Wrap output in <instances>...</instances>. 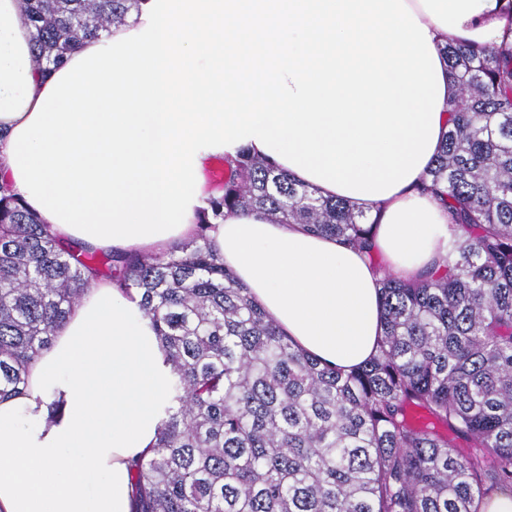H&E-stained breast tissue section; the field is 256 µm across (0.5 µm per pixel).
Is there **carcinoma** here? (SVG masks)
Masks as SVG:
<instances>
[{
  "mask_svg": "<svg viewBox=\"0 0 512 512\" xmlns=\"http://www.w3.org/2000/svg\"><path fill=\"white\" fill-rule=\"evenodd\" d=\"M139 0H20L33 59L57 65ZM448 130L420 189L448 211V252L415 280L381 271L384 334L338 371L289 342L205 231L257 213L371 250L377 225L268 157H223L200 232L154 256L64 243L0 188V400L88 290L140 296L170 366L154 448L131 465L137 512H483L512 489V43L452 40Z\"/></svg>",
  "mask_w": 512,
  "mask_h": 512,
  "instance_id": "cac0c4a2",
  "label": "carcinoma"
}]
</instances>
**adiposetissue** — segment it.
<instances>
[{
	"instance_id": "obj_1",
	"label": "adipose tissue",
	"mask_w": 512,
	"mask_h": 512,
	"mask_svg": "<svg viewBox=\"0 0 512 512\" xmlns=\"http://www.w3.org/2000/svg\"><path fill=\"white\" fill-rule=\"evenodd\" d=\"M435 48L448 39L512 42V0H405ZM20 0H0V156L59 71L38 68ZM377 217L375 249L408 279L448 250L440 203L402 186L359 202ZM209 242L293 343L348 369L382 334L380 275L363 251L301 224L256 215L212 222ZM140 298L93 282L32 366L23 394L0 401V512H133L129 464L153 447L170 373Z\"/></svg>"
}]
</instances>
